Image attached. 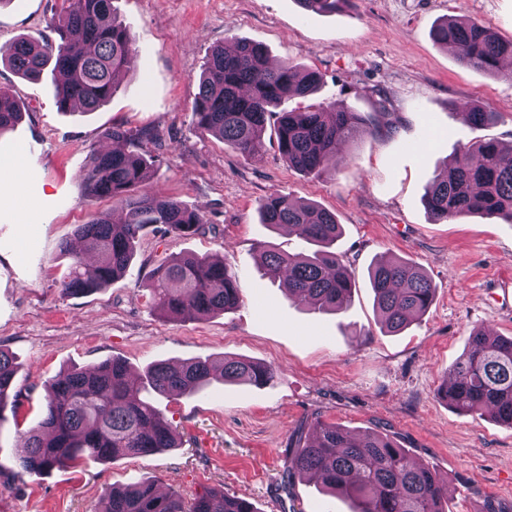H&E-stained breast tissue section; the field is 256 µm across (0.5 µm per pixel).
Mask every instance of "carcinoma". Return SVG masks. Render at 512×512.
Returning <instances> with one entry per match:
<instances>
[{
  "instance_id": "obj_1",
  "label": "carcinoma",
  "mask_w": 512,
  "mask_h": 512,
  "mask_svg": "<svg viewBox=\"0 0 512 512\" xmlns=\"http://www.w3.org/2000/svg\"><path fill=\"white\" fill-rule=\"evenodd\" d=\"M51 20L50 37H19L0 49V61L21 77L38 81L47 66L62 76L57 85L60 111L79 105L95 112L112 99L119 79L134 62L125 26L115 16L112 0H64ZM315 14L334 13L346 0H297ZM443 47L455 50L465 66L497 72L512 58V40H502L475 20L445 19L432 32ZM319 75L288 62L272 66L263 45L237 40L230 49H213L202 75L195 105L197 128L243 156L262 146L267 124L275 126L279 153L288 167L320 173L336 159V143L379 124L345 107L310 105L281 110L288 96L306 98ZM15 97L0 88V132L21 119ZM504 146L480 140L464 147L445 176L433 181L423 203L436 222L470 215L496 216L512 223V164L504 162ZM92 197L112 200L125 212L122 224L96 212L75 235L83 250L69 252L71 263L61 282L66 295L103 288L124 276L137 250L141 232L162 224L182 236L202 233L206 220L176 197L147 187V162L134 152H96L82 172ZM261 223L288 226L307 243L325 250L306 256L262 248L261 265L273 279L286 283L287 295L319 311H342L355 288L343 258L327 247L341 235L336 216L313 203L298 204L273 193L261 205ZM379 322L399 333L422 316L436 287L426 271L403 258L381 260L369 269ZM151 307L167 316L206 317L233 310L241 303L238 275L230 264L206 256L171 255L155 267L149 284ZM15 374L12 357L0 349V413L8 404ZM225 382L264 386L275 369L247 358L215 367L208 359L182 363L159 361L146 379L132 377L118 359L86 370H73L47 387L45 411L25 435L18 456L19 473L40 476L75 466L80 460L138 457L180 446L172 426L154 406L150 394H192L215 376ZM449 384L436 396L461 414L494 415L512 426V338L472 332L466 351L448 369ZM284 485L300 475L352 503V512H447L448 488L427 467L416 464L389 435L368 431L353 438L340 425L319 420L300 434L285 468ZM101 512H256L238 496L210 489L185 504L176 491L155 480L130 488H112Z\"/></svg>"
}]
</instances>
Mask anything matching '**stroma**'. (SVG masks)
<instances>
[{"label":"stroma","instance_id":"1","mask_svg":"<svg viewBox=\"0 0 512 512\" xmlns=\"http://www.w3.org/2000/svg\"><path fill=\"white\" fill-rule=\"evenodd\" d=\"M62 0H0V48L47 34ZM136 51L133 67L97 111L63 113L54 73L21 79L0 63V87L24 105L0 133V155L20 164L0 196V348L13 357L15 409L0 413V512H90L115 486L160 480L192 499L210 487L248 499L257 512H350L317 483L281 475L292 436L314 420L359 434L381 431L448 486V512H512V427L457 413L436 396L464 353L471 331L512 336V223L467 216L435 222L426 187L466 144L512 142V79L462 66L432 39L443 18H471L512 39V0H348L331 14L296 0H114ZM235 39L263 44L271 62L321 77L309 98L285 109L335 104L377 116L381 129L340 143L320 175L288 168L274 129L245 157L193 122L199 79L212 50ZM478 104L496 118L462 120ZM150 132L140 154L153 165V189L177 197L207 220L184 238L146 229L126 274L107 287L62 293L70 259L63 246L111 200L88 197L81 171L108 149L105 131ZM272 193L316 204L342 226L334 250L356 283L342 312L312 310L266 276L258 256L269 244L291 253L311 245L261 224ZM196 254L226 260L242 303L207 318L170 319L149 303L148 279L164 259ZM394 254L420 265L436 286L429 310L401 334L381 328L368 269ZM240 357L276 368L267 386L213 382L157 405L180 447L44 476L18 472L25 432L36 425L47 386L76 368L119 358L135 376L158 360L220 362Z\"/></svg>","mask_w":512,"mask_h":512}]
</instances>
